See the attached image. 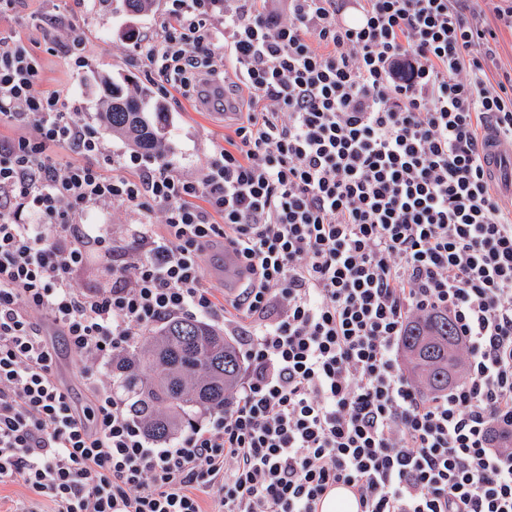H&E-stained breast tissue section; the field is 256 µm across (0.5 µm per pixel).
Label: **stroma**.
I'll return each instance as SVG.
<instances>
[{"instance_id": "1", "label": "stroma", "mask_w": 512, "mask_h": 512, "mask_svg": "<svg viewBox=\"0 0 512 512\" xmlns=\"http://www.w3.org/2000/svg\"><path fill=\"white\" fill-rule=\"evenodd\" d=\"M164 9V0H156L152 11L140 14L125 11L122 0H17L13 8L0 13V37L17 35L33 42L41 68L38 91L56 90L78 100L80 120L97 127L110 153L126 151L129 145L98 124L95 103L102 77L149 88L164 108L160 123L171 146L169 159L178 173L191 177L223 143L228 119L220 97L204 101L165 91L158 78L144 71L128 35L154 31ZM74 35L83 40L87 60L78 71L70 69L59 51ZM79 221L107 226L114 241L124 244L141 217L137 211L108 204L85 211Z\"/></svg>"}]
</instances>
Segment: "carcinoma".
<instances>
[{
    "instance_id": "1",
    "label": "carcinoma",
    "mask_w": 512,
    "mask_h": 512,
    "mask_svg": "<svg viewBox=\"0 0 512 512\" xmlns=\"http://www.w3.org/2000/svg\"><path fill=\"white\" fill-rule=\"evenodd\" d=\"M151 92L136 93L108 80L102 83L99 116L112 134L132 139L148 157L167 151L156 126L160 107H149ZM409 376L422 391L436 395L448 389L464 369L465 359L448 316L414 317L400 338ZM112 391L149 438L168 439L192 426L199 413L224 411L238 381L241 361L224 333L196 317H175L144 338V347L120 355Z\"/></svg>"
}]
</instances>
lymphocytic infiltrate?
Returning a JSON list of instances; mask_svg holds the SVG:
<instances>
[{
    "label": "lymphocytic infiltrate",
    "mask_w": 512,
    "mask_h": 512,
    "mask_svg": "<svg viewBox=\"0 0 512 512\" xmlns=\"http://www.w3.org/2000/svg\"><path fill=\"white\" fill-rule=\"evenodd\" d=\"M472 0H167L134 49L190 96L222 79L231 136L192 180L164 157L107 153L27 40L0 42V486L17 512H318L350 485L363 512H512V208L484 166L512 142V81ZM223 25H215V16ZM109 201L144 219L111 285L74 276ZM162 213L163 226L152 217ZM244 277L218 300L209 251ZM447 315L464 376L425 397L399 341ZM174 316L235 336L245 374L224 412L156 444L102 366ZM57 329L91 402L57 372ZM29 495L22 481L0 488V512L16 510V504Z\"/></svg>",
    "instance_id": "obj_1"
}]
</instances>
